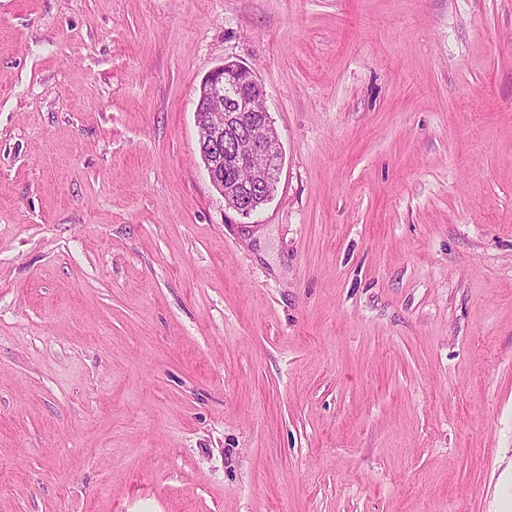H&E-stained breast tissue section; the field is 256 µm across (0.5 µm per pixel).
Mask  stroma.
Returning a JSON list of instances; mask_svg holds the SVG:
<instances>
[{"label":"stroma","instance_id":"1","mask_svg":"<svg viewBox=\"0 0 512 512\" xmlns=\"http://www.w3.org/2000/svg\"><path fill=\"white\" fill-rule=\"evenodd\" d=\"M0 512H512V0H0ZM264 92L251 69L237 62H225L212 70L202 81L196 115L200 110L218 107L224 111L221 120L205 124L208 136L200 137L199 154L215 189L226 196L227 189L233 190L226 170L249 169L256 179L251 183H240L229 198L227 205L244 217L255 212L253 201L256 197L272 194L269 190L268 172L271 163L280 170L281 151L268 147V136L275 132L265 110L254 114V100L263 98ZM225 105V107H224Z\"/></svg>","mask_w":512,"mask_h":512}]
</instances>
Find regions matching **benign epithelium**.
<instances>
[{"label":"benign epithelium","instance_id":"7a95c632","mask_svg":"<svg viewBox=\"0 0 512 512\" xmlns=\"http://www.w3.org/2000/svg\"><path fill=\"white\" fill-rule=\"evenodd\" d=\"M264 92L251 69L226 62L212 70L202 81L197 110L218 107L221 120L208 125V136L199 139V154L210 181L219 193H224V170L249 169L255 178L239 184L225 199L227 205L244 217L255 212L253 201L269 193L270 165L281 166V151L268 147V136L274 132L267 112L255 113L254 100Z\"/></svg>","mask_w":512,"mask_h":512}]
</instances>
